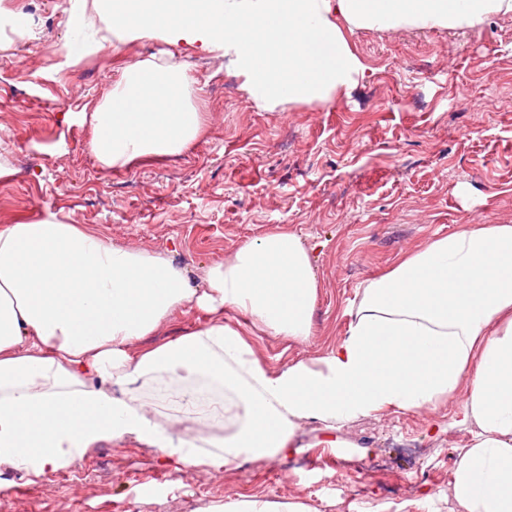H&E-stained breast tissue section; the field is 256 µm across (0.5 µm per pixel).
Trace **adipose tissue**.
Returning a JSON list of instances; mask_svg holds the SVG:
<instances>
[{"mask_svg": "<svg viewBox=\"0 0 512 512\" xmlns=\"http://www.w3.org/2000/svg\"><path fill=\"white\" fill-rule=\"evenodd\" d=\"M93 48L151 38L220 53L260 107L321 104L363 69L345 28L475 30L512 0H95ZM186 69L129 63L91 115L106 168L181 153L200 135ZM318 283L290 232L244 243L192 284L161 253L106 243L54 216L0 227V471L41 476L97 444L131 439L185 467L222 472L292 453L304 422L322 448L384 409L419 411L464 390L454 426L469 442L451 482L459 512H512V224H471L367 280L345 337L313 363L273 370L225 322L313 334ZM208 316L141 347L176 311ZM169 411L161 427L155 409Z\"/></svg>", "mask_w": 512, "mask_h": 512, "instance_id": "1", "label": "adipose tissue"}]
</instances>
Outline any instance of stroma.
<instances>
[{"mask_svg": "<svg viewBox=\"0 0 512 512\" xmlns=\"http://www.w3.org/2000/svg\"><path fill=\"white\" fill-rule=\"evenodd\" d=\"M93 0H38L32 43L0 39V226L47 215L84 224L109 243L177 246L189 276L274 231L311 246L315 333L269 336L239 312L270 368L324 357L346 335L363 283L466 224H512V15L479 31H346L365 65L325 104L257 108L222 56L140 39L65 61L74 14L99 24ZM170 52L193 77L205 115L189 150L128 169L87 148L90 115L126 65ZM460 403L388 410L348 424L345 448H320L317 423L301 449L244 460L221 473L176 467L157 449L105 442L38 478L0 475V512H207L236 499H298L313 512H457L450 494L468 434Z\"/></svg>", "mask_w": 512, "mask_h": 512, "instance_id": "obj_1", "label": "stroma"}]
</instances>
